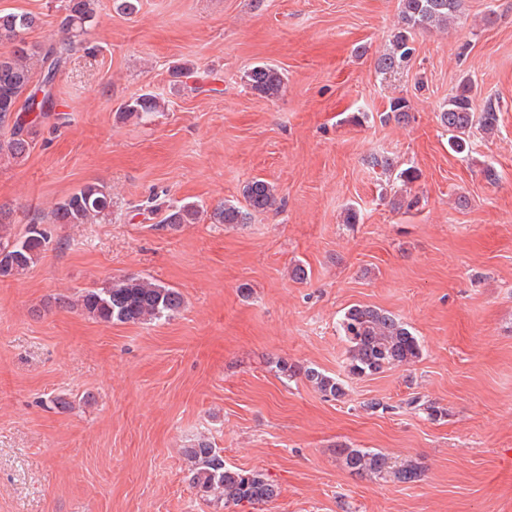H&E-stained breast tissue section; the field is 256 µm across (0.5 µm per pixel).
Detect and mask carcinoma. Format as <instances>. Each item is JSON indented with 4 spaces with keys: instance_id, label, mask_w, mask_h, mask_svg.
Masks as SVG:
<instances>
[{
    "instance_id": "carcinoma-1",
    "label": "carcinoma",
    "mask_w": 512,
    "mask_h": 512,
    "mask_svg": "<svg viewBox=\"0 0 512 512\" xmlns=\"http://www.w3.org/2000/svg\"><path fill=\"white\" fill-rule=\"evenodd\" d=\"M398 22L392 30L389 47L375 61L381 75L404 68L415 53L414 39L419 32L443 28L454 21L464 0H400ZM99 0H66L61 20L63 38L43 45H30L25 40L28 30L37 26L39 17L28 12L0 11V126L8 134L0 138V164H19L32 149L36 127L54 107V89L68 55L95 22ZM245 84L253 93L266 98L278 96L285 78L276 67L261 64L249 69ZM161 108L160 99L142 95L122 108L125 116L139 117ZM500 106L488 99L478 102L473 82L464 80L439 112V122L448 133V146L456 153L470 148V134L479 129L491 134L497 128ZM383 120L407 124L412 115L403 97L389 99ZM244 206L222 203L209 214L212 224H245L251 212H262L276 206L274 187L260 179L248 182L242 191ZM149 213L160 217L156 227L177 231L199 220L200 210L191 202L159 203L149 206ZM112 214V192L104 183L86 184L72 192L52 210V224H88ZM12 213L0 207V253L11 260L0 263V277L23 274L47 250V231L39 223L28 225L20 239H11L9 226ZM184 304L182 294L171 287L139 276H125L105 288L86 290L71 306L103 324L150 323L178 313ZM347 343L350 375L368 377L387 368L410 366L422 356L420 341L408 325L382 309L356 304L348 308L339 324ZM282 375L302 377L323 397L340 401L347 395L345 382L314 367H301L284 359L275 362ZM411 410L439 419L445 410L431 400L415 396L406 402ZM338 454L348 471L360 477L385 482H408L418 477V466L397 461L380 450L340 448ZM190 462L186 479L203 497L224 502V508L243 503L259 505L279 496V487L264 473L233 469L224 462L220 449L200 440L185 450Z\"/></svg>"
}]
</instances>
